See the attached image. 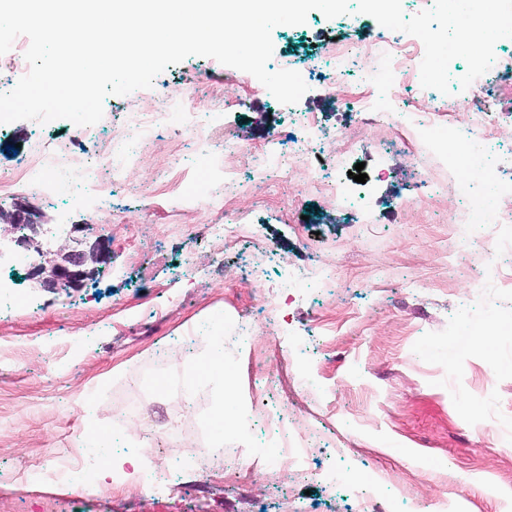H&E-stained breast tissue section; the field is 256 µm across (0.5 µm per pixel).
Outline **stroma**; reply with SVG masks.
<instances>
[{"instance_id": "1", "label": "stroma", "mask_w": 512, "mask_h": 512, "mask_svg": "<svg viewBox=\"0 0 512 512\" xmlns=\"http://www.w3.org/2000/svg\"><path fill=\"white\" fill-rule=\"evenodd\" d=\"M376 30L366 16L340 25L320 15L275 28L272 40L278 48H308L322 37L362 39ZM325 81L313 74L290 107L259 95L240 104L249 73L191 56L168 66L135 102L108 96L99 125L202 88L208 100L200 109L211 112L218 132L244 134L261 149L274 134L293 130L295 111L339 126L342 104L367 90L353 76L330 87ZM170 136L156 131L153 147L139 151L129 170L130 187L113 192L118 227L92 224L83 199L58 198L49 211L25 192L0 198V283L16 298L13 310L0 313V479L8 485L0 512H36L44 499L67 512H354L361 481L374 484L378 512H512V243L495 249L508 285L481 290L476 266L448 258L456 238L448 216L460 210V199L443 197L403 223L395 206L412 185L407 157L371 136L346 168L364 166L373 223H351L340 210L318 214L308 199L299 220L285 224L247 195L237 210L254 232L239 254H227L201 240L204 213L196 206L183 205L181 223L172 224L167 199L132 190L159 178V149ZM71 137L93 152L69 121L0 127V172L35 139ZM21 204L41 219L45 260L71 250L77 236L101 243L88 257L91 279L59 292L33 286L12 259L11 224ZM76 224L84 232L74 234ZM132 240L141 244L135 267L124 259ZM264 251L275 256L265 276L243 274L241 254ZM318 267L339 271L338 284L282 303L279 329L297 348L282 360L277 386L262 389L252 374L254 360L275 343L263 327L224 360L247 404L261 413L287 410L313 433L309 473L291 480L274 475L258 453L262 428H232L214 440L207 424L212 385L200 386L189 404L178 389L160 399L152 386L189 369L213 331L232 336L236 321L256 316L260 299L277 292L289 272ZM490 317L497 325L490 345L471 353L468 334ZM305 366L316 383L301 390L295 377ZM95 425L122 428L118 447L131 449L148 470L196 453L246 466L207 470L186 490L125 483L98 498L27 478L29 458H76L80 436ZM327 467L352 472L355 484L330 485L322 476Z\"/></svg>"}]
</instances>
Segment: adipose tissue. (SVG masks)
I'll return each mask as SVG.
<instances>
[{
  "label": "adipose tissue",
  "instance_id": "ef3b65f1",
  "mask_svg": "<svg viewBox=\"0 0 512 512\" xmlns=\"http://www.w3.org/2000/svg\"><path fill=\"white\" fill-rule=\"evenodd\" d=\"M218 381L219 395L211 409L210 423L216 430H223L227 422H241L243 413L237 408L238 390L236 377L224 367V345L216 342L211 344L202 354L196 366L184 374L182 385L185 393H192L197 385ZM84 447L94 449L103 461L99 473L100 478H107L113 472L122 473L124 479H137L142 471L138 457L130 455L122 459L114 458L112 448L104 432L99 428L89 429L83 439Z\"/></svg>",
  "mask_w": 512,
  "mask_h": 512
}]
</instances>
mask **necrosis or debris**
<instances>
[{
  "label": "necrosis or debris",
  "mask_w": 512,
  "mask_h": 512,
  "mask_svg": "<svg viewBox=\"0 0 512 512\" xmlns=\"http://www.w3.org/2000/svg\"><path fill=\"white\" fill-rule=\"evenodd\" d=\"M381 35L383 41L379 44L365 40L352 45L331 40L306 61L288 55L279 61L280 68L298 71L305 78L310 77L313 69L325 66L329 78L336 80L345 76L356 57H370L367 82L384 84L391 94L385 99L363 96L349 102L345 107L347 121L336 130L322 129L314 113L299 112L295 121L302 129L300 136L259 150L242 137L218 139L203 113L195 111L193 102H174L152 112L127 113L123 121L113 124L105 137L99 136L95 128L82 127V134L96 142L91 155L66 142L35 143L10 176L0 177V197L16 195L24 188L34 193H51L59 185L73 188L92 184L101 199L92 214L93 223H116L115 214L102 199L112 187L125 184L128 167L139 150L150 145L152 133L158 128L175 132L163 151L162 169L166 172L179 160L184 138L194 139L203 148L220 144L223 161L220 172L199 181L192 200L209 213L207 223L201 227L204 236L220 243L228 252L245 235L235 204L240 197L258 188L264 192V203L278 208L287 223L294 220L299 202L309 196L316 198L323 208L342 206L354 212L359 223H371L366 196L351 192L344 182L332 179L330 171L356 154L368 135L375 132L406 150L415 183L428 188L431 196L456 194L475 182L494 184L493 175L480 162L481 156L497 148L499 123L490 87L511 83L512 69H497L491 84L472 86L468 98L435 99L433 110L447 117V128L432 130L422 120L411 130L404 124L400 98L406 90L420 87L424 45L403 42L388 29L382 30ZM246 163L253 170L248 180L240 176V169ZM297 168L306 169L309 179L304 186L294 187L291 198H282L278 187L289 182ZM448 222L477 225L484 237L492 239L501 226L512 224V211H502L497 203L481 195L469 198L465 209L450 216ZM264 425L270 435L269 466L287 477L302 473L309 450L305 446L307 437L299 430L296 419L268 414ZM94 466V458L88 455L65 465L39 457L28 462L25 472L35 481H56L62 477L69 481L85 480Z\"/></svg>",
  "instance_id": "1"
}]
</instances>
